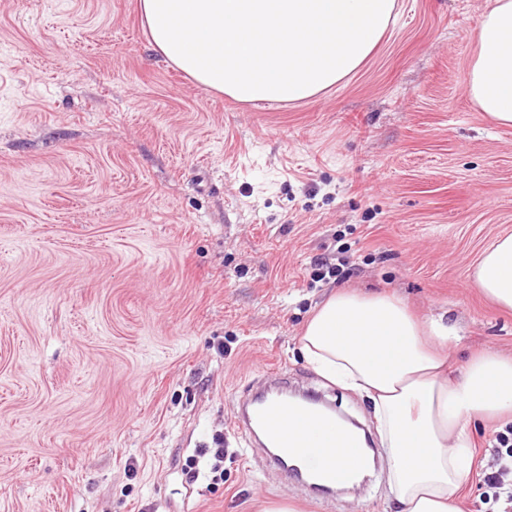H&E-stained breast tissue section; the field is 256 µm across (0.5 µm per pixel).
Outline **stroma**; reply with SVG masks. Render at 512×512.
<instances>
[{
	"mask_svg": "<svg viewBox=\"0 0 512 512\" xmlns=\"http://www.w3.org/2000/svg\"><path fill=\"white\" fill-rule=\"evenodd\" d=\"M398 4L356 73L279 104L174 68L138 0H0V512H393L386 457L321 500L234 421L273 363L374 430L298 352L339 287L447 313L450 379L512 358V311L471 280L512 233V127L465 88L489 0ZM506 424L476 428L462 512H501L483 477Z\"/></svg>",
	"mask_w": 512,
	"mask_h": 512,
	"instance_id": "35a3bbf8",
	"label": "stroma"
}]
</instances>
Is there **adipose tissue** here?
Wrapping results in <instances>:
<instances>
[{
  "mask_svg": "<svg viewBox=\"0 0 512 512\" xmlns=\"http://www.w3.org/2000/svg\"><path fill=\"white\" fill-rule=\"evenodd\" d=\"M397 0H139L155 49L200 86L240 102L296 103L355 73L397 16ZM466 91L512 126V0H491ZM474 283L512 309V234L481 255ZM457 340L447 314L417 321L397 296L332 292L299 339L323 379L371 404L395 512H461L471 427L512 413V359L472 358L446 372Z\"/></svg>",
  "mask_w": 512,
  "mask_h": 512,
  "instance_id": "adipose-tissue-1",
  "label": "adipose tissue"
}]
</instances>
